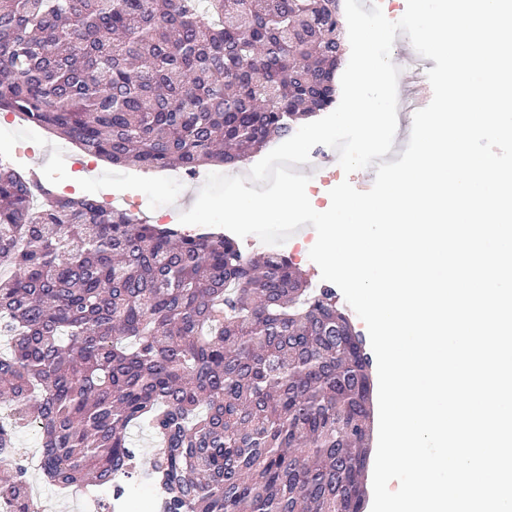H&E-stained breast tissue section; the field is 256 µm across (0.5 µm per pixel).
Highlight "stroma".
Returning a JSON list of instances; mask_svg holds the SVG:
<instances>
[{"label": "stroma", "mask_w": 512, "mask_h": 512, "mask_svg": "<svg viewBox=\"0 0 512 512\" xmlns=\"http://www.w3.org/2000/svg\"><path fill=\"white\" fill-rule=\"evenodd\" d=\"M60 147L66 148L69 157L81 154L76 144H63L47 129L25 122L17 114L0 112V160L12 164L24 176L37 172L47 187L55 192L71 197L95 196V187L88 182L77 181L67 160L55 156V149ZM95 169L98 179L113 183L121 194L126 195L127 212L146 218L151 224L161 223L165 207L174 201H181L183 209H190L197 198V188L202 187L205 181L204 174H193L188 176L186 186L178 187L170 182L169 171L115 166L102 158L96 159ZM374 179L375 171L371 168L349 175L344 174L336 163L320 168L313 177L311 188L315 198L313 207L316 211H323L330 202V190L342 181H349L357 190L365 191L371 188ZM16 448L19 457L31 463L27 479L32 493L54 500L60 512H84V496L61 494L56 487L44 481L40 469L35 466L34 461L41 453L37 431L19 432Z\"/></svg>", "instance_id": "obj_1"}]
</instances>
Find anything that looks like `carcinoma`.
Returning <instances> with one entry per match:
<instances>
[{
  "label": "carcinoma",
  "mask_w": 512,
  "mask_h": 512,
  "mask_svg": "<svg viewBox=\"0 0 512 512\" xmlns=\"http://www.w3.org/2000/svg\"><path fill=\"white\" fill-rule=\"evenodd\" d=\"M340 0H0V112L114 165L235 164L336 100ZM0 452L63 493L158 441L167 512H364L373 381L330 288L0 161ZM0 468V512H32ZM129 439L132 448H135L137 459L142 462H148L155 447V442L147 433L145 428H133L130 431Z\"/></svg>",
  "instance_id": "obj_1"
}]
</instances>
